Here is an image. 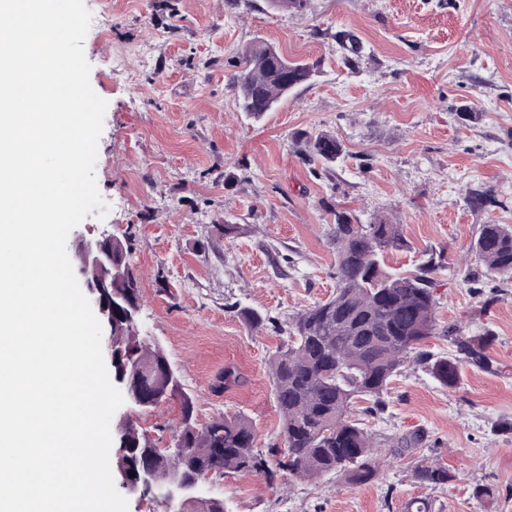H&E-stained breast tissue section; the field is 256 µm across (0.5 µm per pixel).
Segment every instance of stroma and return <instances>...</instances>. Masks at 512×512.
<instances>
[{"instance_id": "stroma-1", "label": "stroma", "mask_w": 512, "mask_h": 512, "mask_svg": "<svg viewBox=\"0 0 512 512\" xmlns=\"http://www.w3.org/2000/svg\"><path fill=\"white\" fill-rule=\"evenodd\" d=\"M90 83L108 103L97 185L110 211L73 236L128 237L141 295L138 336L161 349L200 424L243 415L256 445L279 442L270 359L280 325L336 289L329 227L391 217L404 249L386 263L413 272L439 254L440 325L487 336L490 366L461 365L455 387L411 362L386 387L384 413L354 417L387 450L373 482L339 474L270 486L252 474L211 476L226 512H512V275L468 249L481 225H512V0H85ZM359 43L356 62L335 36ZM267 42L317 66L312 81L259 120L227 78L240 51ZM344 147L325 168L301 154L304 133ZM482 191L471 207L469 191ZM242 232L226 241L223 225ZM265 318L252 328L241 309ZM162 444L179 402L122 404ZM451 475L418 484L417 465Z\"/></svg>"}]
</instances>
